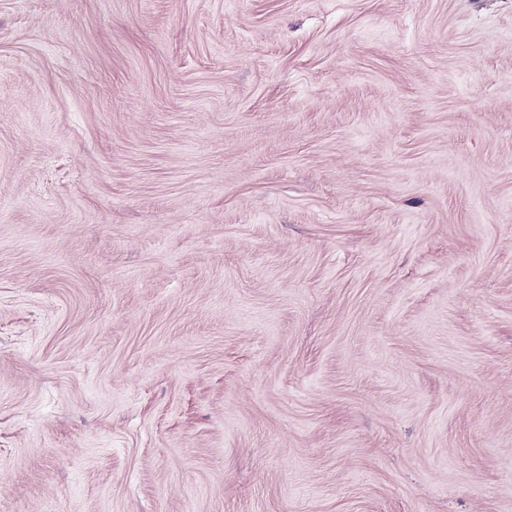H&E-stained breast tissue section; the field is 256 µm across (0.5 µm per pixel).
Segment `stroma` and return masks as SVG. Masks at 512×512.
<instances>
[{"instance_id": "35a3bbf8", "label": "stroma", "mask_w": 512, "mask_h": 512, "mask_svg": "<svg viewBox=\"0 0 512 512\" xmlns=\"http://www.w3.org/2000/svg\"><path fill=\"white\" fill-rule=\"evenodd\" d=\"M0 512H512V0H0Z\"/></svg>"}]
</instances>
